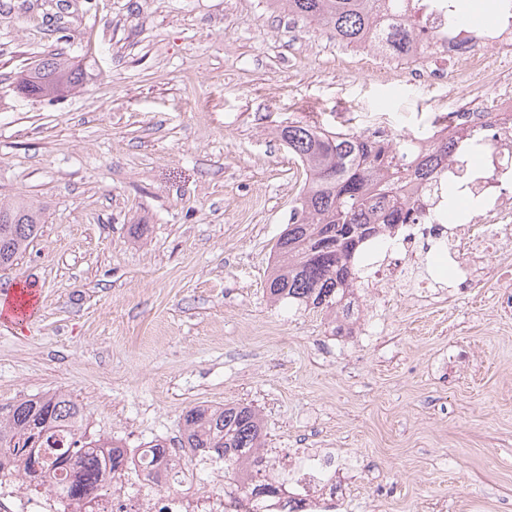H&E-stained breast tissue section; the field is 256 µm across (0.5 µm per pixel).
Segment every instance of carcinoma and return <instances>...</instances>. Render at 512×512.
Segmentation results:
<instances>
[{
    "label": "carcinoma",
    "mask_w": 512,
    "mask_h": 512,
    "mask_svg": "<svg viewBox=\"0 0 512 512\" xmlns=\"http://www.w3.org/2000/svg\"><path fill=\"white\" fill-rule=\"evenodd\" d=\"M274 10L325 27L336 39L357 47L374 34L381 51L400 54L410 44L400 19L402 0H268ZM80 84L69 59H51L21 73L17 89L26 96L54 99ZM280 139L301 163L305 181L288 224L276 243L269 294L275 304L327 313L350 314L349 297L366 268L365 246L395 235L408 219L401 208H385L399 180L411 173L427 179L450 156V143L416 149L411 136L373 139L364 132L327 133L315 124L289 125ZM42 224V211L21 198L0 206V271L10 269ZM84 416L67 394L53 393L0 403V464L8 460L39 485H52L58 472L74 473L65 492L89 498L97 476L127 465L121 441L86 440L79 432ZM69 429L73 447L47 452L54 433ZM184 447L203 460L224 463V473L260 474L276 464L265 447L259 414L248 405L197 406L184 416Z\"/></svg>",
    "instance_id": "carcinoma-1"
}]
</instances>
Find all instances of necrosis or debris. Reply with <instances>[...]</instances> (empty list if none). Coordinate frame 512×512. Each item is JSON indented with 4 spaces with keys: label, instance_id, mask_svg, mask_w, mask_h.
Listing matches in <instances>:
<instances>
[{
    "label": "necrosis or debris",
    "instance_id": "1",
    "mask_svg": "<svg viewBox=\"0 0 512 512\" xmlns=\"http://www.w3.org/2000/svg\"><path fill=\"white\" fill-rule=\"evenodd\" d=\"M409 52H375L371 75L380 80L411 76L426 87L448 88L449 121L431 127L423 145L449 138L482 144L480 162L471 151L454 153L434 177L409 176L397 190L412 206L407 232L384 245L383 259L369 265L373 286L404 280L409 264L425 260L441 245L468 285L487 276L482 261L490 250L512 241V14L491 30L460 27L451 0H406ZM486 46L480 57L477 46ZM469 203L452 222L440 220L448 188ZM123 474H105L97 498L85 503L56 489L29 488L13 466L0 469V512H340L334 455L308 449L288 471V493L262 501L231 494L227 486L185 491L194 467L176 458L152 463L148 449L133 448ZM153 467L154 480L142 471Z\"/></svg>",
    "mask_w": 512,
    "mask_h": 512
}]
</instances>
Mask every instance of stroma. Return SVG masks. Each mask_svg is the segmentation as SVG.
Segmentation results:
<instances>
[{
	"label": "stroma",
	"mask_w": 512,
	"mask_h": 512,
	"mask_svg": "<svg viewBox=\"0 0 512 512\" xmlns=\"http://www.w3.org/2000/svg\"><path fill=\"white\" fill-rule=\"evenodd\" d=\"M63 97L19 70L58 52ZM324 27L267 0H0V205L43 208L0 296V403L47 391L89 438L179 447L198 405L255 407L265 451L343 456L345 512L512 505V312L495 279L361 290L359 320L273 305L268 274L305 175L280 140L315 122L424 135L447 87L344 77ZM78 67L70 59L42 61L17 77V89L26 96L54 99L80 84Z\"/></svg>",
	"instance_id": "1"
}]
</instances>
